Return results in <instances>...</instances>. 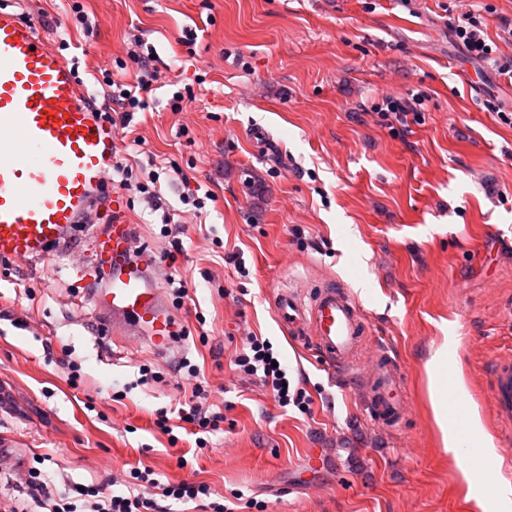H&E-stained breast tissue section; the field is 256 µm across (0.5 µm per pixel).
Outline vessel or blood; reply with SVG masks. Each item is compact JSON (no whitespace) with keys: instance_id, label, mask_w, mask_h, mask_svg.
I'll list each match as a JSON object with an SVG mask.
<instances>
[{"instance_id":"obj_1","label":"vessel or blood","mask_w":512,"mask_h":512,"mask_svg":"<svg viewBox=\"0 0 512 512\" xmlns=\"http://www.w3.org/2000/svg\"><path fill=\"white\" fill-rule=\"evenodd\" d=\"M118 155L116 129L89 105L72 66L35 24L0 0V260H43L68 242L91 209L108 202L112 221L92 243L103 272L92 302L114 340L136 338L162 351L171 345L176 316L152 264L132 255L134 227L109 181ZM276 313L311 337L334 369L353 364L365 340L360 309L340 287L326 285L306 298L280 291ZM493 376L497 420L508 428L512 366H495ZM370 399L379 422L399 423L403 402L388 356L377 360ZM511 484V458L479 473V491Z\"/></svg>"}]
</instances>
